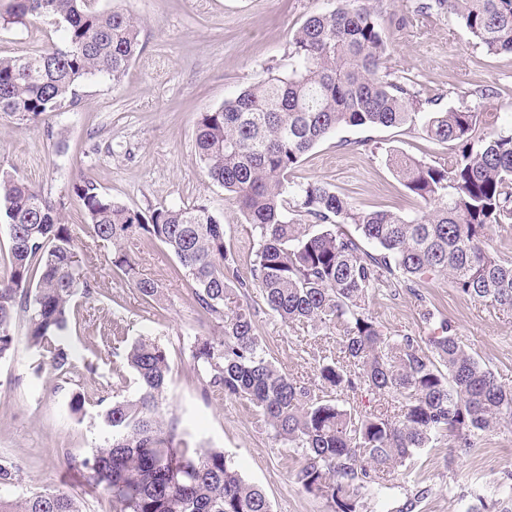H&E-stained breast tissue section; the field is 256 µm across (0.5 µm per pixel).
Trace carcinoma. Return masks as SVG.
Masks as SVG:
<instances>
[{
	"mask_svg": "<svg viewBox=\"0 0 512 512\" xmlns=\"http://www.w3.org/2000/svg\"><path fill=\"white\" fill-rule=\"evenodd\" d=\"M366 0H338L311 15L292 37L291 73L269 75L219 108L200 113L195 148L207 176L232 195L257 238L250 275H240L224 243V224L204 200L135 211L89 179L74 187L89 236L112 244V267L144 299L159 284L141 276L127 248L158 241L193 287L198 311L222 334L198 337L193 369L204 390L253 404L275 438L305 452L295 480L333 512H362L365 491L406 466L432 443L468 452L484 434L512 425V387L464 348L446 321L428 342L384 328L366 309L369 293L408 280L446 276L470 299L512 310V260L492 246L489 228L512 223V118L499 126L470 106L429 109L413 85L391 77L388 41ZM489 55L512 54V0H435ZM50 17L63 45L0 57V114L46 121L75 104L79 82L119 80L140 52V23L94 0H10L0 24ZM421 129L454 143L446 163L415 161L391 150L385 162L423 204L413 218L361 211L318 183L288 173L340 127ZM53 200L0 169V222L8 227L9 264L0 275V360L16 350L13 327L27 317L28 345L60 375L73 368L63 343L74 302L105 292L89 272L91 255ZM253 288L281 321L339 327L336 351L317 352L314 378L297 380L269 357L254 314L240 303ZM112 346V395L75 393L69 407L102 406L109 435L82 457L86 483L112 512H271L265 493L246 482L224 451L204 448L166 417L170 365L165 346L141 334L126 348L119 323L102 334ZM390 398L375 413L349 405L363 392ZM0 512H83L63 489L0 497Z\"/></svg>",
	"mask_w": 512,
	"mask_h": 512,
	"instance_id": "obj_1",
	"label": "carcinoma"
}]
</instances>
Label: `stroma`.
Instances as JSON below:
<instances>
[{
	"label": "stroma",
	"instance_id": "1",
	"mask_svg": "<svg viewBox=\"0 0 512 512\" xmlns=\"http://www.w3.org/2000/svg\"><path fill=\"white\" fill-rule=\"evenodd\" d=\"M420 0H369L368 6L390 37L387 66L409 78L436 109L483 105L512 113V54H485L443 9L415 17ZM100 10L124 9L141 24V51L120 81L108 76L83 80L78 104L53 116L50 124H17L0 115V168L16 174L51 199H64L66 222H84L73 192L83 178L131 209L207 200L224 224V241L248 275L258 248L237 204L204 174L195 151L200 113L218 108L243 87L292 67L291 40L310 15L335 8L336 0H95ZM47 20L0 26V55L14 56L60 45ZM492 98L477 100L479 87ZM426 162H446L449 144L422 129L344 127L319 142L290 175L316 181L365 211L388 210L412 217L420 202L385 164L388 150ZM93 273L109 287L94 300L77 299L65 342L75 359L70 373L40 367L30 349L24 318L13 327L16 351L0 360V459L17 465L15 481L0 484V497L18 499L47 488L74 490L84 512H112L108 497L85 485L79 469L62 463L63 453L84 456L102 445L99 407L86 405L82 417L69 410L73 394L112 380V350L101 341L104 325L120 319L128 337L148 334L166 346L171 365L168 402L197 443L221 448L242 476L263 489L272 512H332L329 503L306 493L295 481L304 464L302 449L283 445L248 402L203 392L192 369L196 337L219 335L202 319L190 282L162 244L145 241L135 252L142 277L158 282L160 295L145 300L110 265L112 246L90 242ZM246 302L258 336L278 366L299 378L313 374V348L335 345L337 330L313 331L285 325L265 308L259 290ZM452 323L468 352L502 384L512 386V312L469 299L444 277L372 290L369 313L385 330L426 337L420 311ZM94 363L89 376L85 363ZM512 426L480 437L469 453L433 443L414 458L410 480L391 473L368 491L367 512H396L417 487L428 493L416 512H462L483 499L485 506L512 497Z\"/></svg>",
	"mask_w": 512,
	"mask_h": 512
}]
</instances>
